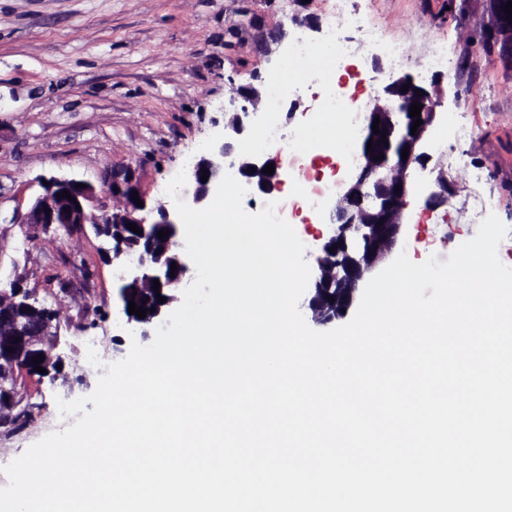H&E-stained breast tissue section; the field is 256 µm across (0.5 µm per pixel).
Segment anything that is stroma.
Returning a JSON list of instances; mask_svg holds the SVG:
<instances>
[{
    "mask_svg": "<svg viewBox=\"0 0 512 512\" xmlns=\"http://www.w3.org/2000/svg\"><path fill=\"white\" fill-rule=\"evenodd\" d=\"M365 14L378 40L355 38L354 64L336 74L357 107L373 105L392 78L416 74L434 50L459 62L457 76L434 71L441 105L429 140L448 138L433 163L448 173V201L429 204L435 186L417 170L399 247L416 263L447 261L472 239L478 213L496 199L508 233L498 246L512 267V65L490 40L487 0H346ZM336 0H0V284L21 280L57 315L56 377H20L13 407L0 412L2 467L59 430L58 400L89 396L101 364L125 358L132 339L118 335L124 318L118 275L105 258L109 242L91 225L61 235L22 224L50 177L100 184L107 169L136 171L148 206L172 208L166 188L187 160L222 139L224 120L244 98L262 92L261 115L280 133L309 124L321 103L315 82L297 102L284 99L276 74L296 80V40L320 44ZM291 37L272 53L258 32ZM400 43L409 63L391 67L387 45ZM470 139H452L455 125ZM101 341L100 366L87 360L84 337Z\"/></svg>",
    "mask_w": 512,
    "mask_h": 512,
    "instance_id": "1",
    "label": "stroma"
}]
</instances>
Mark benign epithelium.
Wrapping results in <instances>:
<instances>
[{
	"label": "benign epithelium",
	"mask_w": 512,
	"mask_h": 512,
	"mask_svg": "<svg viewBox=\"0 0 512 512\" xmlns=\"http://www.w3.org/2000/svg\"><path fill=\"white\" fill-rule=\"evenodd\" d=\"M509 0H489L494 20L492 39L499 46L501 55L512 60V20L503 9ZM409 86L403 90V86ZM410 75H402L386 84L376 96L375 104L365 110L361 119L358 140V164L354 174L344 184L335 211L330 215L331 228L319 246L317 268L310 278V286L303 300L313 323L332 327L347 317L358 303L366 275L382 263L396 247L403 230V218L408 199L413 192V174L416 168L426 169L430 154L425 151L427 133L432 126L439 98L424 90ZM246 99L251 107H241L232 113L225 126L224 139L214 144L209 153L200 157L190 167L186 184L181 189L182 200L193 208L207 204L216 192L224 175V161L236 150L238 139L248 130L257 114L261 101L258 89L246 87ZM422 105L420 119L423 123L416 134H411L414 119L410 117L413 103ZM380 119L379 129L385 135L373 133L374 119ZM388 143L380 142V139ZM373 149L367 150L368 142ZM408 149V158L402 159L401 151ZM384 159H378V156ZM273 163L261 156L237 159L236 170L241 180L256 193L270 195L283 183L281 173H263L265 166ZM207 181H201L202 175ZM49 185L36 197L22 220L44 230L68 232L77 226L90 224L97 235L106 236L112 247L106 257L123 270L119 287V302L126 324L141 329L163 323L173 311L178 293L188 284L189 267L183 246L178 241L181 220L175 209L140 207L132 201L136 190L134 171L130 168L110 170L103 177V185L124 204L110 213L98 215L90 206L97 198L95 186L76 187L74 179H47ZM434 182L437 191L428 202L443 205L448 202V181L438 172ZM402 186L400 191L395 187ZM68 191L70 197L57 194ZM137 225L140 233L127 228ZM164 230L167 237L157 242V232ZM176 271H171L172 263ZM160 289L155 291L154 280ZM166 298L163 303L153 302L156 296ZM145 307L146 317L128 313L130 301ZM53 310L47 308L19 282L10 289H0V401L13 402L15 384L19 374L55 376L61 364L56 353L57 343L53 332ZM43 355L39 366L46 373H37L32 358Z\"/></svg>",
	"instance_id": "1"
}]
</instances>
